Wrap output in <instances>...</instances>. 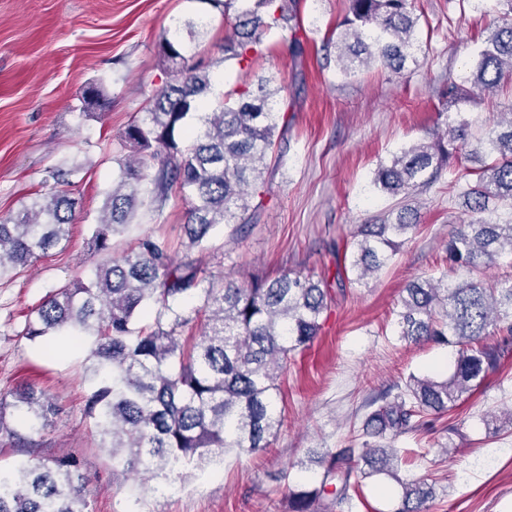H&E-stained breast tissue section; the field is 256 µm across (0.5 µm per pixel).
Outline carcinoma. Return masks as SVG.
Returning <instances> with one entry per match:
<instances>
[{
    "instance_id": "cac0c4a2",
    "label": "carcinoma",
    "mask_w": 512,
    "mask_h": 512,
    "mask_svg": "<svg viewBox=\"0 0 512 512\" xmlns=\"http://www.w3.org/2000/svg\"><path fill=\"white\" fill-rule=\"evenodd\" d=\"M224 38V60L250 69L274 30H288L297 17L296 0H251ZM498 20L488 32L470 74L448 78V105L492 91L512 77V0H498ZM348 13L335 42L346 74L380 65L394 73L418 63L422 48L413 0H348ZM172 78L156 93L152 107L133 121L123 138L136 158L122 163L120 179L107 195L93 234L97 251L112 247L135 218L136 185L154 170L155 200L163 208L173 189L188 200L187 248L203 250L220 224H248L260 205H251L267 169L277 129L273 102L280 88L262 76L225 95L217 112L199 117L202 132L189 143L177 133L199 110L211 79L188 64L183 43H160ZM472 123L456 113L443 134L414 143L379 165L374 184L409 197L428 186L453 153L469 144ZM489 152L498 154L480 168L476 186L464 191L470 208L486 210L492 198L512 203V112L487 133ZM75 199L65 190L45 195L16 217L0 216V279L69 240ZM410 208L395 217L359 224L353 235L356 281L382 270L404 236L416 225ZM448 265L481 269L512 256V222L484 219L458 224L448 237ZM196 260L173 261L165 245L145 237L120 260L95 268L86 280L65 286L28 320L25 336L43 340L61 332L94 337L92 383L85 407L103 447L111 449L112 475L128 480L142 471L168 478L190 465L222 462L256 453L281 426L277 410L280 378L288 359L311 342L332 303L329 289L308 277L284 274L256 278L246 286L209 283ZM400 336L410 342L433 340L458 346L453 372L444 380L409 375L404 388L372 411L363 433L381 439L354 448H310L296 466L316 475L310 487L291 489V512H337L352 508V484L367 478L397 483L394 512H429L433 488L398 474L396 437L428 425V417L455 404L496 360L482 344L491 331L512 335V280L485 283L413 280L403 288ZM197 300L186 309L183 300ZM158 306L154 322L141 313ZM14 412L31 426L44 421L51 405L44 393L25 386L15 393ZM71 459L37 461L0 475V512H86L83 476Z\"/></svg>"
}]
</instances>
